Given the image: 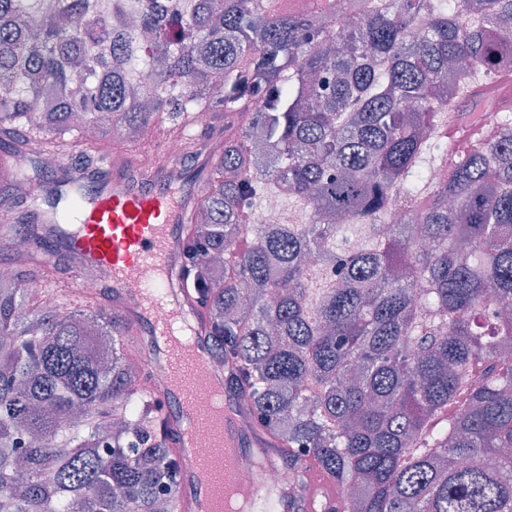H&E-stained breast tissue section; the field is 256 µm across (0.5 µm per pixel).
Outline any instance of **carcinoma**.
<instances>
[{
  "instance_id": "1",
  "label": "carcinoma",
  "mask_w": 512,
  "mask_h": 512,
  "mask_svg": "<svg viewBox=\"0 0 512 512\" xmlns=\"http://www.w3.org/2000/svg\"><path fill=\"white\" fill-rule=\"evenodd\" d=\"M186 2L136 0L139 35L123 0H0V140L25 127L20 152L57 153L75 132L99 176L112 128L206 122L186 141L211 167L180 281L283 468L314 460L332 512H512V118L461 154L437 124L476 73L512 69V0ZM346 14L340 35L322 23ZM432 154L448 178L418 204ZM41 178L35 158L0 196L1 236L45 239L23 189ZM282 190L307 223L247 221ZM395 194L403 224L385 223ZM28 255L0 272V512H176L168 411L130 328L95 292L30 293L56 263Z\"/></svg>"
}]
</instances>
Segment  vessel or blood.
<instances>
[{"label":"vessel or blood","instance_id":"1","mask_svg":"<svg viewBox=\"0 0 512 512\" xmlns=\"http://www.w3.org/2000/svg\"><path fill=\"white\" fill-rule=\"evenodd\" d=\"M480 131L456 115L448 121V139L462 149ZM201 194V187L186 182L177 155L146 178L113 165L90 189L71 192L75 221L58 243L104 272L123 315L147 338L144 361L162 381L157 396L176 438L180 512H225L237 478L256 470L258 457L273 450L268 436L245 429L252 414L232 392H225L219 414L195 403L200 379L224 376L214 365L195 301L175 280L183 262L184 216ZM133 281L140 282L138 291H129ZM275 497L280 512H327L341 503L339 487L313 462L304 464L301 484L278 489Z\"/></svg>","mask_w":512,"mask_h":512}]
</instances>
